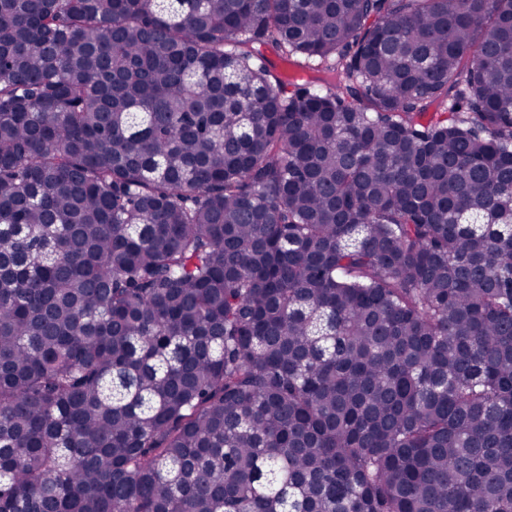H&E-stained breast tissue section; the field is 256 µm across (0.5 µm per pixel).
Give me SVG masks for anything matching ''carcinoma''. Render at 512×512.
I'll use <instances>...</instances> for the list:
<instances>
[{
    "instance_id": "cac0c4a2",
    "label": "carcinoma",
    "mask_w": 512,
    "mask_h": 512,
    "mask_svg": "<svg viewBox=\"0 0 512 512\" xmlns=\"http://www.w3.org/2000/svg\"><path fill=\"white\" fill-rule=\"evenodd\" d=\"M0 512H512V0H0Z\"/></svg>"
}]
</instances>
